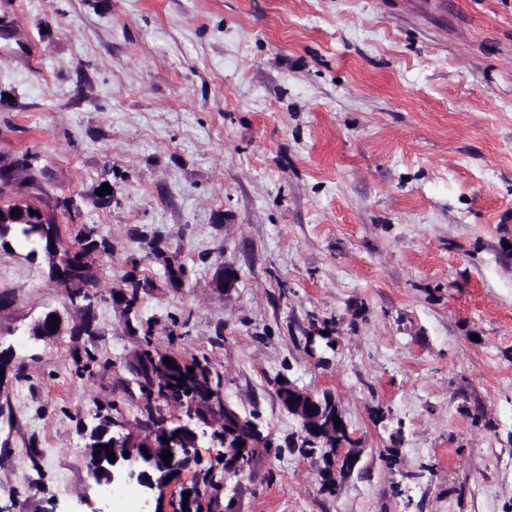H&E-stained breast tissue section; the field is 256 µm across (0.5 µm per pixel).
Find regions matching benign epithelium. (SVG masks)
Returning <instances> with one entry per match:
<instances>
[{
    "instance_id": "1",
    "label": "benign epithelium",
    "mask_w": 512,
    "mask_h": 512,
    "mask_svg": "<svg viewBox=\"0 0 512 512\" xmlns=\"http://www.w3.org/2000/svg\"><path fill=\"white\" fill-rule=\"evenodd\" d=\"M18 211L13 216L11 212ZM49 223L39 209L31 205L13 204L0 206V245L8 243L13 227L18 224L46 225ZM34 234L40 236L39 242L34 245L30 255L35 256L38 250H43L53 278L63 287L70 290L72 301L86 302V289L75 286L72 276L73 269L84 265L82 248L72 246L60 249L57 233L50 235L38 229ZM56 313L46 314L36 325V332L45 339H52L60 334L62 323L52 326ZM282 404L290 413L299 418L306 440L321 439L326 444L334 446L348 437L346 424L335 426L337 418L334 406L326 404L310 392L300 390L288 383L280 388ZM198 433L189 427L169 428L162 426L151 432L146 445L138 446L130 437L122 434L112 436L108 447L101 449V453L94 456L89 470L93 478L100 485H120L137 483L144 495L149 496L156 489L162 488L171 479L174 473L182 469L191 460V448L195 447ZM259 440V433L253 429L249 433L224 432V447L233 446L239 449V456H244L247 448L255 446ZM172 453L170 463H165L158 455V449ZM114 453L115 461H110L108 453Z\"/></svg>"
}]
</instances>
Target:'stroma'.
<instances>
[{
	"label": "stroma",
	"mask_w": 512,
	"mask_h": 512,
	"mask_svg": "<svg viewBox=\"0 0 512 512\" xmlns=\"http://www.w3.org/2000/svg\"><path fill=\"white\" fill-rule=\"evenodd\" d=\"M14 202L97 286L81 316L0 248V512H107L85 432L148 436L162 357L262 440L233 471L223 410L162 402L202 434L138 512L207 471L199 512H512V0H0ZM285 381L334 401L336 458Z\"/></svg>",
	"instance_id": "35a3bbf8"
}]
</instances>
